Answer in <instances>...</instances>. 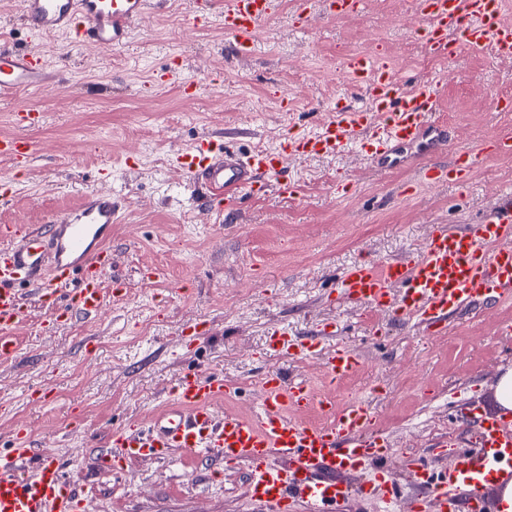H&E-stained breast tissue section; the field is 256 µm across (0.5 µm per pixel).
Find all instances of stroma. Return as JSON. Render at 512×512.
Listing matches in <instances>:
<instances>
[{"label": "stroma", "instance_id": "1", "mask_svg": "<svg viewBox=\"0 0 512 512\" xmlns=\"http://www.w3.org/2000/svg\"><path fill=\"white\" fill-rule=\"evenodd\" d=\"M199 0H162L121 49L71 44L62 34L31 41L17 0H0V47H33L48 81L0 100V134L16 108L45 115L33 131L39 153L29 168L0 158V225L40 226L77 206L85 191L112 194L121 221L112 258L126 294L107 298L98 317L53 324L28 297L15 333L19 353L0 360V449L26 428L36 448L89 490L86 512H258L245 495L246 472L209 456L176 454L129 460L121 473L96 465L112 430L151 425L189 373H223L236 392L219 412L258 410L253 385L268 371L322 388L320 359L268 353L273 331L323 336L364 359L337 383V408L361 400L393 453L388 465L402 490L416 456L434 469L450 464L442 442L471 440L481 415L496 414L494 389L512 368V298L449 316L441 334L391 312L348 303L339 273L358 260L379 265L415 255L432 227H460L512 191V156L492 141L512 130V64L489 53L451 54L423 66L409 0H365L362 13L326 18L313 9L294 23L299 0H279L254 54L237 57L219 15L196 26ZM386 61L402 87L439 84L436 121L444 141L402 149V163L367 161L356 148L288 160L298 195L269 192L233 215L201 203L200 188L174 168L176 150L207 138L234 137L241 151L277 147L315 131L337 105L359 106L361 91L334 74L346 56ZM179 61L194 98L155 76ZM459 146L480 156L468 186L418 184L403 198L417 164L452 162Z\"/></svg>", "mask_w": 512, "mask_h": 512}]
</instances>
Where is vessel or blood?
Segmentation results:
<instances>
[{"label": "vessel or blood", "instance_id": "obj_1", "mask_svg": "<svg viewBox=\"0 0 512 512\" xmlns=\"http://www.w3.org/2000/svg\"><path fill=\"white\" fill-rule=\"evenodd\" d=\"M427 51L443 58L454 48L474 53L492 49L497 58L512 59V25L500 18L502 0H412ZM153 0H19V9L35 36L71 34L74 42L100 48L123 46L132 28L151 10ZM275 0H223L224 32L235 53L251 56L256 37L274 12ZM344 68L364 91L368 105L343 107L313 134L301 133L273 150L244 154L233 140L218 147L198 142L173 155L182 176L201 183L208 201L234 209L242 194L298 193L285 179L288 159L333 155L356 145L370 161L396 162L401 148L422 143L433 128L438 110L436 84L402 89L388 64L367 55L345 60ZM42 59L24 50L0 51V99L45 83ZM44 121L32 106L14 114L15 132L0 134V155L28 166L38 152L29 130ZM451 164L419 167V180L465 185L478 157L475 149L457 147ZM110 193L91 191L81 205L54 216L39 229L0 225V358L17 354L11 336L21 321L26 294L48 307L54 321L97 316L104 306V279L113 296L125 283L113 270ZM341 295L372 311H392L439 332L450 313L477 307L512 294V196L479 220L454 230L438 224L415 257L383 265L359 261L339 277ZM269 349L292 358L322 355L329 380H342L362 364L361 355L337 344L302 341L273 333ZM258 413L250 419L218 415L214 402L233 387L223 374H188L173 390V409L153 426L113 431L102 461L162 460L176 452L211 455L227 467L247 473V494L267 512H343L352 498L374 500L382 512H393L399 486L386 468L388 442L376 427L373 413L360 402L337 410L331 395L319 394L302 380L267 373L261 380ZM317 409L324 421L309 425L299 411ZM17 446L0 453V512H82V499L55 461L37 457L27 443L28 432L17 429ZM453 464L434 473L426 459L414 458L410 479L419 487L411 512H455L462 491H476L512 479V423L482 416L476 445L453 444ZM370 477L359 487L348 478Z\"/></svg>", "mask_w": 512, "mask_h": 512}]
</instances>
